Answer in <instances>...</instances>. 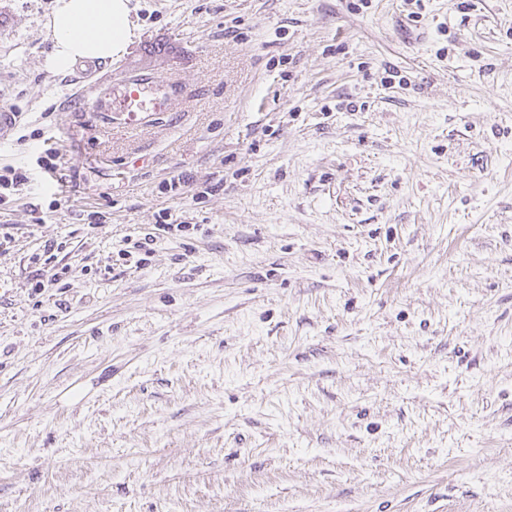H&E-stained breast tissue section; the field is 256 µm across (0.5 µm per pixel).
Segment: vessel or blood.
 I'll return each instance as SVG.
<instances>
[{"instance_id": "obj_1", "label": "vessel or blood", "mask_w": 512, "mask_h": 512, "mask_svg": "<svg viewBox=\"0 0 512 512\" xmlns=\"http://www.w3.org/2000/svg\"><path fill=\"white\" fill-rule=\"evenodd\" d=\"M152 83V77L146 74L126 77L123 81L122 98L118 102L109 103V111L127 117L128 121L145 124L156 113L171 111L174 102L186 95L185 86L180 81L172 80L169 81L163 97H150Z\"/></svg>"}]
</instances>
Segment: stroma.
Instances as JSON below:
<instances>
[{
  "label": "stroma",
  "instance_id": "obj_1",
  "mask_svg": "<svg viewBox=\"0 0 512 512\" xmlns=\"http://www.w3.org/2000/svg\"><path fill=\"white\" fill-rule=\"evenodd\" d=\"M471 2L131 0L55 74L54 0H0V512H512V0ZM134 73L188 95L75 111ZM153 78L148 74H137L123 80V95L118 103L111 101L108 110L120 116L126 115L125 123L147 124L158 112H171L173 104L186 96V87L179 80H171L162 98H150L149 90ZM139 117V118H138Z\"/></svg>",
  "mask_w": 512,
  "mask_h": 512
}]
</instances>
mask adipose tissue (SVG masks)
<instances>
[{"label": "adipose tissue", "mask_w": 512, "mask_h": 512, "mask_svg": "<svg viewBox=\"0 0 512 512\" xmlns=\"http://www.w3.org/2000/svg\"><path fill=\"white\" fill-rule=\"evenodd\" d=\"M130 0H56L48 19L53 42L47 70L69 72L77 63L123 55L134 37Z\"/></svg>", "instance_id": "1"}]
</instances>
